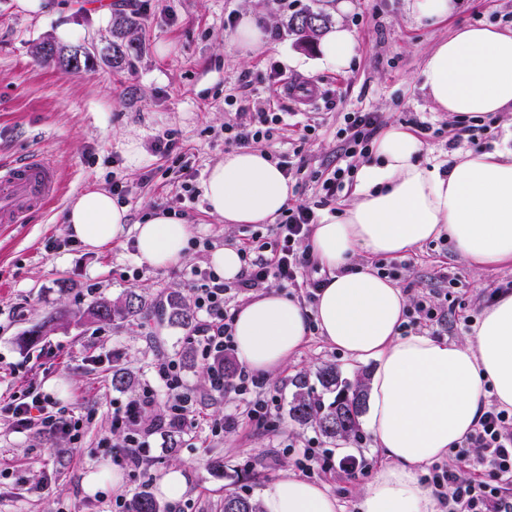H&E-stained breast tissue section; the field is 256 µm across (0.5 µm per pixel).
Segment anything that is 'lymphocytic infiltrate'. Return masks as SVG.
<instances>
[{"mask_svg":"<svg viewBox=\"0 0 512 512\" xmlns=\"http://www.w3.org/2000/svg\"><path fill=\"white\" fill-rule=\"evenodd\" d=\"M339 134L344 143V158H354L356 153L367 152L380 126L377 113L350 112ZM282 112L257 113L249 126L225 123L224 143L238 148H249L271 140L277 126L285 125ZM316 215L311 206L299 203L288 206L276 225L273 240L263 241L252 236L240 250L244 261L237 279L224 282L211 270L193 269L191 281L195 293V306L200 315L194 332V341L209 365L210 387L220 393L225 389L224 372L220 363L226 352L234 348L233 326L237 310L232 305L234 297L266 288L269 281H278L288 287L303 284L307 300H314L323 279L308 276V269L315 263L309 253L307 240ZM158 387L147 388L112 410V427L126 432L123 447H113L109 440H101L102 454L139 470L144 462V448L149 447L154 435L165 433L170 426L188 428L194 421L196 407L179 366L173 361H161L156 367ZM165 388L168 401L165 410L147 416L153 407L157 388ZM258 377L247 368H240L236 375L235 390L244 399L241 415L228 414L213 421V430L220 431L234 426L239 416H246L256 425H263L277 404L276 397L261 390ZM50 396L28 388L22 397L0 408V423L16 433L31 430L67 434L75 430V422L57 416ZM306 474L339 468L349 475L366 473L365 459L347 456L335 459L332 451L303 449L297 461ZM441 512H512V412L489 404L481 414L474 432L458 445L454 466L432 464L427 478Z\"/></svg>","mask_w":512,"mask_h":512,"instance_id":"lymphocytic-infiltrate-1","label":"lymphocytic infiltrate"}]
</instances>
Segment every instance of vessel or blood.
<instances>
[{
  "label": "vessel or blood",
  "instance_id": "vessel-or-blood-1",
  "mask_svg": "<svg viewBox=\"0 0 512 512\" xmlns=\"http://www.w3.org/2000/svg\"><path fill=\"white\" fill-rule=\"evenodd\" d=\"M58 193L57 174L41 154L0 167V224H21Z\"/></svg>",
  "mask_w": 512,
  "mask_h": 512
}]
</instances>
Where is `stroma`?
<instances>
[{"label":"stroma","mask_w":512,"mask_h":512,"mask_svg":"<svg viewBox=\"0 0 512 512\" xmlns=\"http://www.w3.org/2000/svg\"><path fill=\"white\" fill-rule=\"evenodd\" d=\"M348 2L349 10L342 11L338 0H289L286 10L279 0H109L113 12L139 21L130 66L115 69L100 56L112 40V22L97 15L93 0H62L42 18L17 12L13 0H0V164L40 153L59 181L57 196L24 223L0 224V403L33 385L49 389L63 416L81 421L73 440L0 427V512H113L116 502L155 489L173 467L182 469L186 490L167 502V512H221L225 492L257 499L267 484L295 470V449L311 443L330 447L313 428L288 418L295 376L325 363L347 377L370 374L374 364L350 360L314 333L264 378L279 404L263 427L244 420L235 430L212 433L211 420L240 411L241 398L230 388L211 391L201 357L181 362L197 407L193 427L178 434L173 449L152 437L140 470L118 466L98 448L106 436L123 442L122 433L112 430L113 406L156 385V364L175 359L193 333L152 316L107 324H83L76 316L95 299L120 300L132 290L149 302L171 293L193 300L190 271L208 267L213 250L241 247L254 233L273 239V225L227 224L207 213L202 197L181 196L183 182L201 186L207 169L223 160L226 121L249 123L253 112L268 106L288 112L289 129L276 131L265 150L275 160L304 166L293 178L298 203L316 200L309 172L333 171L342 148L338 131L348 112H374L382 125L413 129L424 143L423 160L430 162L460 149L512 148V112L474 120L472 139H462L463 120L436 111L421 88L427 57L457 25L512 28V0H456L452 17L432 26L416 21L407 0ZM306 7L327 14L332 26L353 31L357 54L349 68L320 69L317 48L297 45L287 21ZM244 14L272 33L270 47L250 58L239 54L224 29L228 19ZM62 30L70 32L69 40H60ZM43 42L81 46L95 57L81 70L65 71L34 55ZM274 70L289 82L318 85L323 97L303 106L267 83L245 80ZM242 97L247 107L239 106ZM303 123L312 125L309 135H302ZM167 131L180 148L179 161L154 151L155 139ZM130 138L143 148L135 167L123 155ZM116 182L125 189L132 225L157 208L179 211L196 240L181 264L157 268L140 260L132 225L97 253L71 240L63 222L69 201L92 186L111 190ZM406 261L396 283L406 297L429 295L443 304L445 318L434 327L439 339L464 340L495 287L512 281L511 263L476 268L443 238L415 248ZM60 311L65 319L50 322ZM36 327L42 330L36 343L22 347L21 337ZM92 354L100 362H89ZM116 365L134 376L132 388H113ZM218 459L224 463L220 476L211 468ZM92 470L119 472L120 486L87 493L83 480Z\"/></svg>","instance_id":"stroma-1"}]
</instances>
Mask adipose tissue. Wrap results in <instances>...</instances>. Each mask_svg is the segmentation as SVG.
I'll return each mask as SVG.
<instances>
[{"instance_id": "1", "label": "adipose tissue", "mask_w": 512, "mask_h": 512, "mask_svg": "<svg viewBox=\"0 0 512 512\" xmlns=\"http://www.w3.org/2000/svg\"><path fill=\"white\" fill-rule=\"evenodd\" d=\"M353 33L330 31L319 63L345 68ZM422 87L439 111L458 117L512 111V30L457 26L429 54ZM423 141L392 124L377 139L374 160L356 176L353 200L312 228L310 251L329 273L314 308L269 289L243 304L234 323L240 360L260 374L277 371L311 333L354 360H374L368 428L380 462L361 499V512H436L422 467L474 431L485 397L512 408V292L498 296L465 341L401 335L407 299L371 256L405 257L447 236L475 267L512 263V149L467 151L428 166ZM208 214L227 224H269L293 190L269 153L243 148L211 166L202 183ZM64 222L88 250L108 247L129 224L126 206L106 191L72 199ZM133 224V223H130ZM142 261L179 264L187 224L158 210L133 224ZM264 512H340L325 487L286 473L263 490Z\"/></svg>"}]
</instances>
